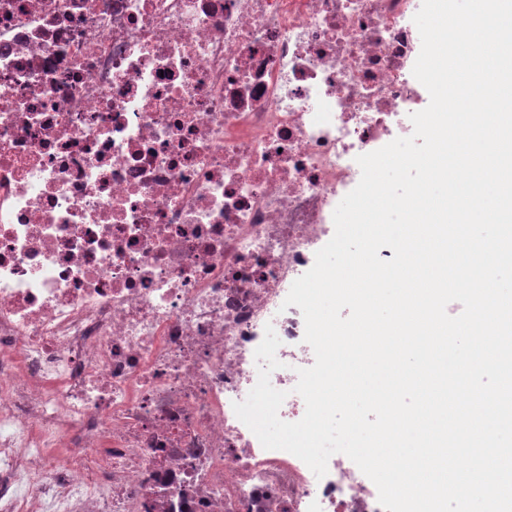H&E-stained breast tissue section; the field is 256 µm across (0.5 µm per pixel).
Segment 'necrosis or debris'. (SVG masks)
Returning a JSON list of instances; mask_svg holds the SVG:
<instances>
[{"mask_svg":"<svg viewBox=\"0 0 512 512\" xmlns=\"http://www.w3.org/2000/svg\"><path fill=\"white\" fill-rule=\"evenodd\" d=\"M422 0H0V512H384L299 421L285 306L359 155L410 136Z\"/></svg>","mask_w":512,"mask_h":512,"instance_id":"necrosis-or-debris-1","label":"necrosis or debris"}]
</instances>
